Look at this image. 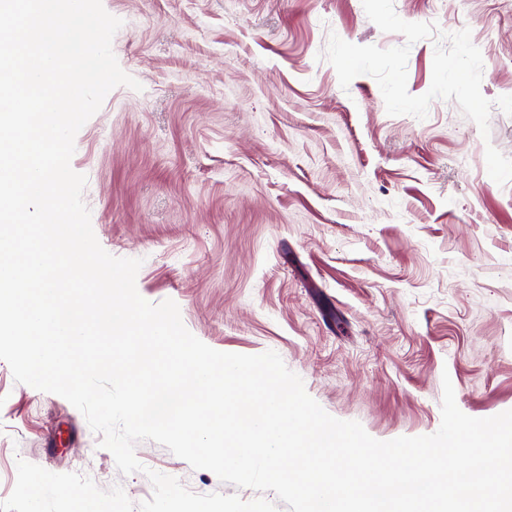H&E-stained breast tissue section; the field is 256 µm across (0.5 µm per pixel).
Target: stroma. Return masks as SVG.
<instances>
[{
    "instance_id": "obj_1",
    "label": "stroma",
    "mask_w": 512,
    "mask_h": 512,
    "mask_svg": "<svg viewBox=\"0 0 512 512\" xmlns=\"http://www.w3.org/2000/svg\"><path fill=\"white\" fill-rule=\"evenodd\" d=\"M112 49L143 86L111 90L72 169L102 248L139 258L138 293L176 302L209 347L272 350L331 416L378 440L435 433L442 379L458 408L512 410V0H394L400 18L469 29L491 100L489 138L453 100L388 115L376 80L341 88L330 34L409 45L407 90L432 83L434 42L381 31L362 0H102ZM80 411L16 383L0 360V502L17 462L149 499L147 470L196 494L260 496L141 441L121 474ZM277 503L274 492L262 494Z\"/></svg>"
}]
</instances>
